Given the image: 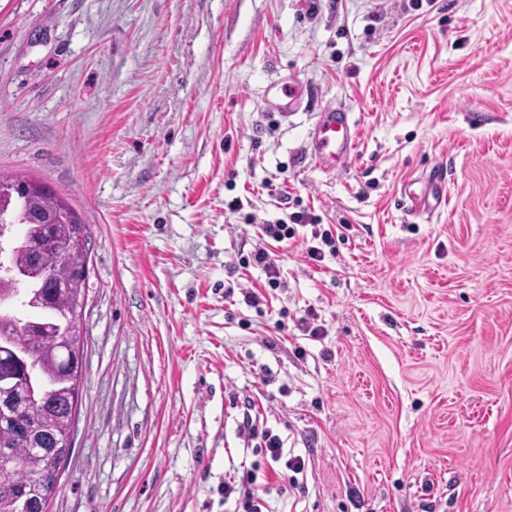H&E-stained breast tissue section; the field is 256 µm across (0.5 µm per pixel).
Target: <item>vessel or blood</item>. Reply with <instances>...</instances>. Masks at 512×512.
I'll return each instance as SVG.
<instances>
[{
	"label": "vessel or blood",
	"mask_w": 512,
	"mask_h": 512,
	"mask_svg": "<svg viewBox=\"0 0 512 512\" xmlns=\"http://www.w3.org/2000/svg\"><path fill=\"white\" fill-rule=\"evenodd\" d=\"M302 102L298 84L292 81L277 84L273 110L287 114L295 111ZM356 125L344 105H326L317 116L311 131L310 155L316 166L324 172L333 173L350 158L356 146ZM444 191L441 185L430 184L421 194H410V211L429 208L431 203H442Z\"/></svg>",
	"instance_id": "vessel-or-blood-1"
}]
</instances>
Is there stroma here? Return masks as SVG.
I'll use <instances>...</instances> for the list:
<instances>
[{"label":"stroma","mask_w":512,"mask_h":512,"mask_svg":"<svg viewBox=\"0 0 512 512\" xmlns=\"http://www.w3.org/2000/svg\"><path fill=\"white\" fill-rule=\"evenodd\" d=\"M337 102L357 144L326 174L308 133ZM1 172L89 226L48 512H233L244 464L270 512H512V0H0ZM299 209L269 288L241 258ZM275 94L273 101L270 102V107L276 112L287 115L295 111L302 102V93L298 84L293 81L283 82L274 85ZM444 191L441 184H430L425 192L420 195L410 194L408 200L410 202L409 210L412 212L421 211L426 208H433L440 205L443 201ZM430 198L435 202L432 204ZM243 422L252 438H260L259 448L260 451H263L266 461L269 464H271L270 462L274 464L281 463L283 459V443L279 436L263 428L262 424H260V420L256 418L253 420L251 415L245 416ZM304 465L305 462L302 458L293 456L285 460L283 465L280 464L277 470L273 469L279 479L281 491H286L288 484L292 488L296 487L295 478L293 475H290L289 472L293 474L300 473V471L304 469Z\"/></svg>","instance_id":"stroma-1"}]
</instances>
